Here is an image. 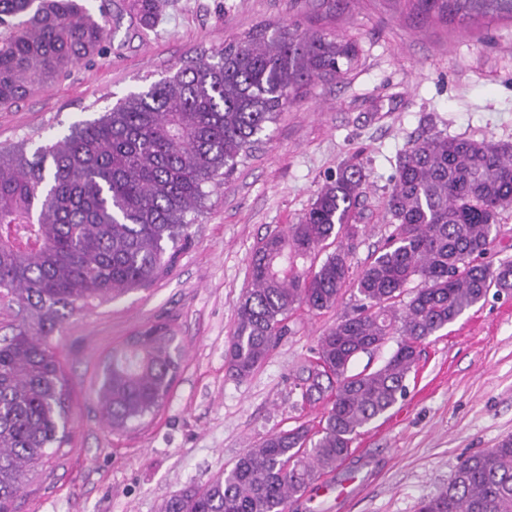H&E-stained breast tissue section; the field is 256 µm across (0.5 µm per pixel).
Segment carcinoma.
Here are the masks:
<instances>
[{"label": "carcinoma", "instance_id": "carcinoma-1", "mask_svg": "<svg viewBox=\"0 0 512 512\" xmlns=\"http://www.w3.org/2000/svg\"><path fill=\"white\" fill-rule=\"evenodd\" d=\"M406 2L448 24L512 22V0ZM162 6L129 0L145 28ZM109 26L103 4L94 13L82 0H0V108L100 56ZM358 57L354 39L260 25L52 142L0 145V307L13 317L0 336V512H17L29 474L68 434V388L51 335L94 302L148 289L168 272L206 187L233 173L309 85L342 78ZM366 179L361 166L340 165L297 223L261 240L228 341V370L247 378L287 334L294 310H331L344 289L356 290L352 311L319 337L302 369L303 402L325 403L317 429L268 435L224 475L170 497L163 512H288L404 396L425 339L492 290L512 296V260L484 261L500 210L512 206V143L441 132L411 143L384 202L394 229L355 273L353 209ZM331 245L320 264L305 266ZM393 336L397 348L381 367L350 371L358 354ZM174 342L157 325L112 348L93 391L111 431L133 429L165 404L179 369ZM418 512H512V439L463 458Z\"/></svg>", "mask_w": 512, "mask_h": 512}]
</instances>
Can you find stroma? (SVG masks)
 Here are the masks:
<instances>
[{
  "label": "stroma",
  "instance_id": "obj_1",
  "mask_svg": "<svg viewBox=\"0 0 512 512\" xmlns=\"http://www.w3.org/2000/svg\"><path fill=\"white\" fill-rule=\"evenodd\" d=\"M111 0L107 50L17 105L0 109V144L51 138L92 120L144 81L260 24L358 38L357 65L317 81L280 113L250 155L212 187L173 268L147 290L94 304L54 333L71 405L70 436L31 474L18 512H160L177 491L230 469L275 431L317 425L323 405L301 398L299 375L319 336L351 310L294 311L289 332L251 376H232L225 352L250 258L267 234L296 223L346 161L367 182L351 257L361 270L392 231L384 199L396 159L419 135L512 142V23L481 29L410 14L399 0H166L140 25ZM164 323L181 348L164 408L145 427L114 434L91 396L112 348ZM406 393L289 512H417L465 456L512 438V297L488 295L426 339Z\"/></svg>",
  "mask_w": 512,
  "mask_h": 512
}]
</instances>
